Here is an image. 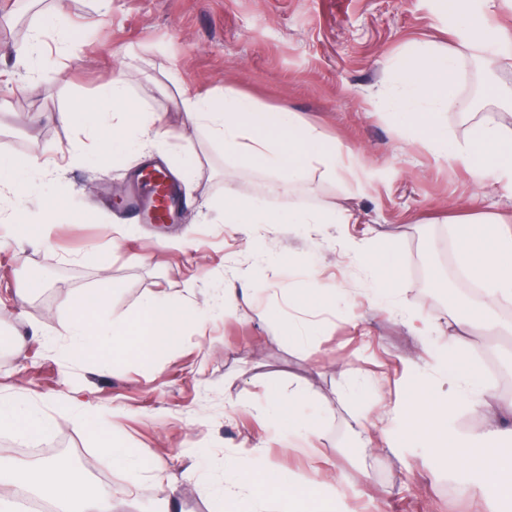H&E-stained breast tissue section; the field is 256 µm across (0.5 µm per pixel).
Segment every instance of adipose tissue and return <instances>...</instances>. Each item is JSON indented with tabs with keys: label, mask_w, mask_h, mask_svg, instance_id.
<instances>
[{
	"label": "adipose tissue",
	"mask_w": 512,
	"mask_h": 512,
	"mask_svg": "<svg viewBox=\"0 0 512 512\" xmlns=\"http://www.w3.org/2000/svg\"><path fill=\"white\" fill-rule=\"evenodd\" d=\"M53 38L57 49L71 42L68 26L38 25L30 32L26 48L27 68L32 77L49 73L50 62L43 45ZM398 82L402 86L391 110L408 121L420 139L434 149L442 162L465 166L477 187L494 186L512 193V130L503 126L496 113L488 112L476 125L472 139L451 143L439 109L453 97L459 66L452 54L432 51H403L395 58ZM183 110L188 121L207 130L211 140L222 146L225 157L243 167L261 165L276 174L284 185L301 181L315 167L333 178L342 176V159L347 150L326 141L317 129L300 120L296 113L268 112L254 100L233 90L220 97L185 95ZM66 122H85L92 137L112 151H134L163 157L184 181L194 182L198 164L183 159L169 148L170 132L160 116L138 107L130 95V82L116 78L104 86L97 99H76L70 111L61 113ZM224 221L249 227L253 224H349L351 214L323 208L268 209L260 197L243 196L236 188L224 191ZM456 258L461 271L479 288L473 304L451 315L450 319L418 314L407 303L399 287L400 260L392 248L379 251L353 245L355 257L375 279L378 293L398 308L409 328L421 338H429L440 327H449L450 358L440 361L442 376L438 384L413 382L393 423L377 428L382 448L393 451L406 440L416 447L437 449L446 470L466 471L478 478L479 486L494 497L512 495V458L502 456L487 442L496 435L489 428L487 437H467L456 433L455 420L460 410L488 413L496 394L470 359V349L460 336L461 328L475 324L493 328L495 315L512 306V231L471 221L457 222L454 228ZM104 290L82 293L77 297L79 313L65 326L70 348L132 355L151 360L170 344V336L179 334L193 319L191 311L177 302L149 300L144 319L129 321L117 317L111 333L100 332L90 317L105 303ZM304 390L273 392L266 410L273 417L292 425L305 439L319 436L318 428L299 411ZM43 413L21 395L13 396L7 407H0V428L17 435L41 431ZM15 485L30 493L53 500L58 512H114L108 490L89 492L83 471L68 461L53 458L44 461L32 479L14 477Z\"/></svg>",
	"instance_id": "ef3b65f1"
}]
</instances>
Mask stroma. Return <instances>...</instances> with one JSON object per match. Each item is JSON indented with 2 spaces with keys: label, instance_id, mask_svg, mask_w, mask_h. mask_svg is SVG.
Returning a JSON list of instances; mask_svg holds the SVG:
<instances>
[{
  "label": "stroma",
  "instance_id": "obj_1",
  "mask_svg": "<svg viewBox=\"0 0 512 512\" xmlns=\"http://www.w3.org/2000/svg\"><path fill=\"white\" fill-rule=\"evenodd\" d=\"M504 51L494 69L479 63L475 37L451 33L440 0H29L17 11L0 0V158H30L58 173L28 193L26 223L51 218L49 241L35 243L0 227V397L21 393L45 411L48 450L66 447L89 484L107 488L116 512H159L160 479L124 471L106 449L118 438L181 477L177 512H231L210 487L188 476L204 470L222 484L240 451L263 446V473L286 471L298 489V512H320L327 492L316 469L335 464L344 512H512V497L488 500L463 472L443 470L426 448L390 453L369 445L381 411L373 393L395 402L410 380L437 378L443 336L421 341L397 310L382 306L350 250L351 240H389L403 258L400 284L413 308L448 315L470 293L449 295L456 269L452 222L512 216V197L477 189L465 167L436 161L413 131L396 125L388 102L398 88L393 59L410 47L452 51L459 60L458 97L480 95L469 112L442 111L453 140L471 137L483 113L512 129V0H477ZM74 31L64 55L46 52L49 75L31 82L16 65L32 26L52 16ZM131 95L175 135L176 149L196 159L202 176L180 183L174 222L142 224L127 211L159 156L122 165L101 161L86 127L53 120L78 98L93 99L118 72ZM233 89L259 105L295 112L327 138L351 148L342 177L313 169L282 187L258 166L242 168L186 122L183 90L221 95ZM88 153L71 161L68 150ZM244 195L269 186L268 208L350 211L352 224H256L243 232L224 221L225 186ZM66 211L48 215L51 199ZM92 208L96 221L75 224L67 210ZM439 287H432V279ZM354 288L349 302L315 312L289 307L288 294L310 280ZM255 288L252 305L224 311V284ZM106 287L95 319L141 317L143 303L164 295L196 308L181 341L150 361L118 357L77 361L64 326L84 291ZM315 322L311 349L283 336L282 325ZM478 370L512 366V334L475 325L468 331ZM301 386L303 408L321 430L305 443L263 414L270 388ZM463 493L449 496V482Z\"/></svg>",
  "mask_w": 512,
  "mask_h": 512
}]
</instances>
